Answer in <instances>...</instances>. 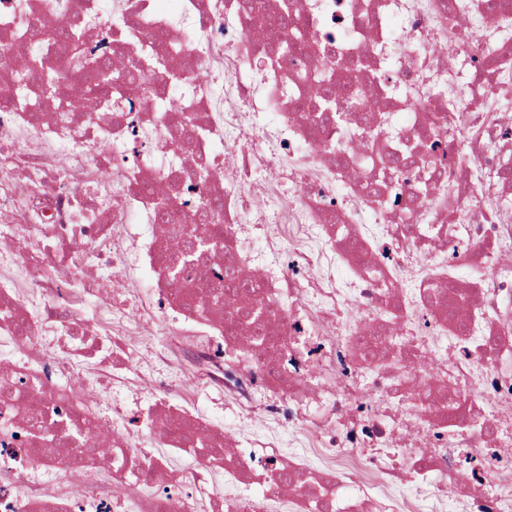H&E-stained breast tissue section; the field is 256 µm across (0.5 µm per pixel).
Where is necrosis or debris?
I'll return each instance as SVG.
<instances>
[{"mask_svg":"<svg viewBox=\"0 0 512 512\" xmlns=\"http://www.w3.org/2000/svg\"><path fill=\"white\" fill-rule=\"evenodd\" d=\"M261 16L306 42L276 55ZM64 28L119 107H74ZM18 55L57 92H6ZM321 65L335 96L302 80ZM509 102L512 0H0V512H512ZM273 173L293 196L259 206ZM240 266L274 333L244 367L224 308L185 299ZM87 267L149 281L153 312ZM163 329L156 361L207 393L143 398L182 469L99 415ZM84 274L90 277H99L101 280L104 281V283L107 285L108 288L107 291L109 292H116L120 293L123 298H127L128 303L130 304V307L139 313V299L136 294H133L128 291L127 286V280H128V273L123 269H112L111 276L107 277V275L101 274L100 272L91 269L86 268L84 269Z\"/></svg>","mask_w":512,"mask_h":512,"instance_id":"1","label":"necrosis or debris"}]
</instances>
